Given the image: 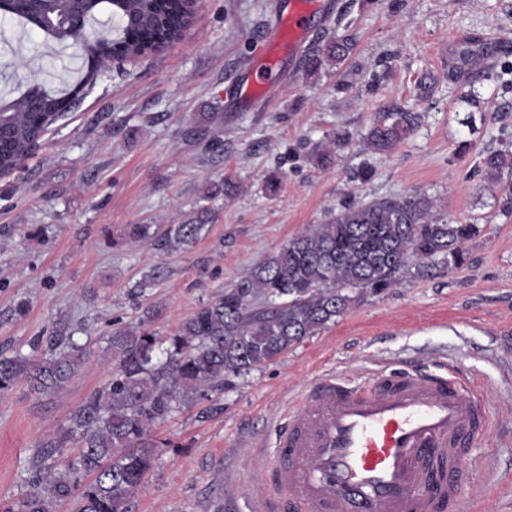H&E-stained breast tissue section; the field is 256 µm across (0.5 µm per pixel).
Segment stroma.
I'll list each match as a JSON object with an SVG mask.
<instances>
[{
    "instance_id": "obj_1",
    "label": "stroma",
    "mask_w": 512,
    "mask_h": 512,
    "mask_svg": "<svg viewBox=\"0 0 512 512\" xmlns=\"http://www.w3.org/2000/svg\"><path fill=\"white\" fill-rule=\"evenodd\" d=\"M289 0H197L182 39L99 70L31 158L0 175V353L29 354L57 327L90 338L85 364L64 388L36 395L20 384L0 396V512L29 490L33 457L59 434L86 395L118 366L115 327L158 306L168 336L295 234L354 201L424 193L449 220L475 223L473 262L454 273L407 279L353 306L335 324L276 361L227 378L213 400L181 408L159 427L155 465L136 512H251L265 489L275 430L317 376L359 383L377 370L452 367L487 402L485 433L466 450V512H512V170L488 177L483 156L512 146V0H319L309 40L283 57L278 100L254 111L239 96L242 70ZM352 43L340 64H305L328 38ZM498 52L470 69L475 100L452 73L459 51ZM73 44L0 16V101L31 80L47 90L81 66ZM418 112L417 131L386 156L360 134L377 112ZM224 112L222 140L203 147L192 116ZM341 132L333 168L299 156L302 144ZM370 165L361 182L352 173ZM280 170L282 185L264 184ZM235 183L233 195L210 186ZM211 220L189 249L126 239L130 224ZM164 276L141 297L153 268Z\"/></svg>"
}]
</instances>
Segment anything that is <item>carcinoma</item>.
<instances>
[{
  "mask_svg": "<svg viewBox=\"0 0 512 512\" xmlns=\"http://www.w3.org/2000/svg\"><path fill=\"white\" fill-rule=\"evenodd\" d=\"M111 6L112 35L87 31L99 6ZM5 13L82 51L87 73L66 93L33 85L0 103V168L17 167L48 126L70 108L106 58L156 52L181 35L190 18L181 0H73L4 2ZM352 50L329 41L308 58L312 69L327 59L341 63ZM420 115L393 108L380 112L362 134L365 150L388 155L410 137ZM347 139L336 133L306 158L318 168L335 162ZM494 176L512 166V153L483 158ZM197 211L187 224H133L129 236L156 248L194 245L209 222ZM477 224L450 222L425 194L385 197L342 206L324 224L294 235L288 244L250 268L221 295L201 304L170 336L150 328L156 307L134 325L112 330L117 371L70 414L58 437L40 452L28 476L30 490L4 512H52L67 501L71 512H134V498L156 460L153 427L189 406L224 391V376L274 362L369 297L387 294L408 277L424 278L443 264L454 272L471 264L467 243ZM84 345L60 329L40 356H0V394L20 381L35 394L57 392L84 364Z\"/></svg>",
  "mask_w": 512,
  "mask_h": 512,
  "instance_id": "carcinoma-1",
  "label": "carcinoma"
}]
</instances>
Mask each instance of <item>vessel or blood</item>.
<instances>
[{"mask_svg":"<svg viewBox=\"0 0 512 512\" xmlns=\"http://www.w3.org/2000/svg\"><path fill=\"white\" fill-rule=\"evenodd\" d=\"M316 10L317 0H290L277 38L300 51ZM272 58L267 47L244 67L252 101L280 90ZM487 422L485 405L453 374L410 368L360 386L321 375L277 434L255 512H440L458 501L452 472Z\"/></svg>","mask_w":512,"mask_h":512,"instance_id":"vessel-or-blood-1","label":"vessel or blood"}]
</instances>
